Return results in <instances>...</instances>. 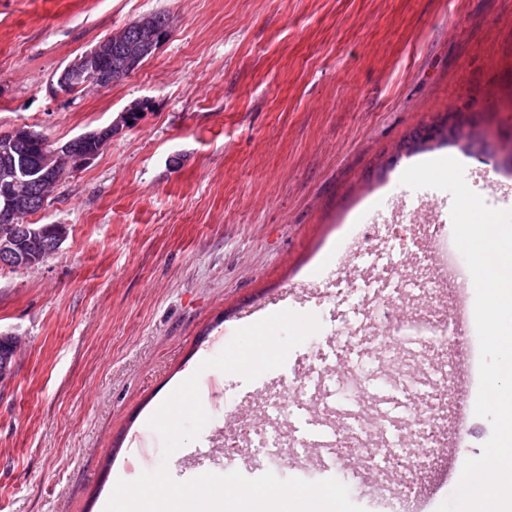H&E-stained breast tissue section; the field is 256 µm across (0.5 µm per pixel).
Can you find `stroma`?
<instances>
[{
	"mask_svg": "<svg viewBox=\"0 0 512 512\" xmlns=\"http://www.w3.org/2000/svg\"><path fill=\"white\" fill-rule=\"evenodd\" d=\"M157 11L169 32L130 77L53 94L73 59ZM137 103L138 121L29 215L68 227L59 253L0 268V333L24 339L0 379V512H98L117 481L163 465L178 481L225 474L217 430L326 346L343 309L325 293L378 243L374 213L410 236L414 210L431 211L453 245L451 194L402 185L410 166L461 160L471 190L512 209V0H0V132L63 143ZM451 123L461 139L409 151ZM283 310L321 325L283 367L251 382L200 370ZM194 374L209 420L164 455L147 421ZM491 434L474 417L465 444L369 486L344 457L312 466L308 447L259 471L337 479L364 512L393 496L437 512L449 468Z\"/></svg>",
	"mask_w": 512,
	"mask_h": 512,
	"instance_id": "35a3bbf8",
	"label": "stroma"
}]
</instances>
